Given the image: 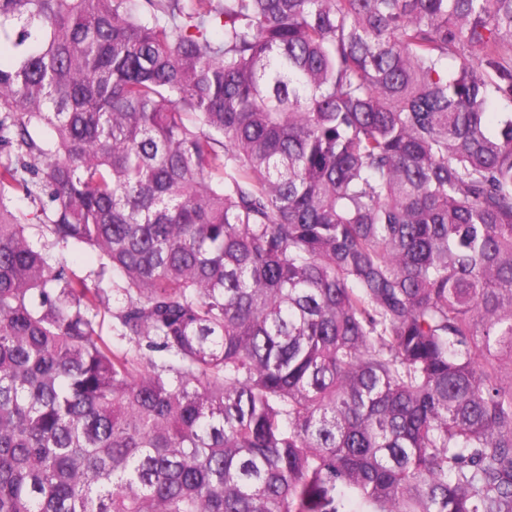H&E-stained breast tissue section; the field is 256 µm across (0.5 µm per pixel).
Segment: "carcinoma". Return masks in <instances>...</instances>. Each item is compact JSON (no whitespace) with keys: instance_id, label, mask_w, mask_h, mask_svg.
<instances>
[{"instance_id":"cac0c4a2","label":"carcinoma","mask_w":512,"mask_h":512,"mask_svg":"<svg viewBox=\"0 0 512 512\" xmlns=\"http://www.w3.org/2000/svg\"><path fill=\"white\" fill-rule=\"evenodd\" d=\"M6 44L0 512H512V0H0ZM55 256L63 255V260H66L70 266L80 272L82 275L88 274L90 271L98 268V257L92 250L82 252H61L58 248L51 250Z\"/></svg>"}]
</instances>
